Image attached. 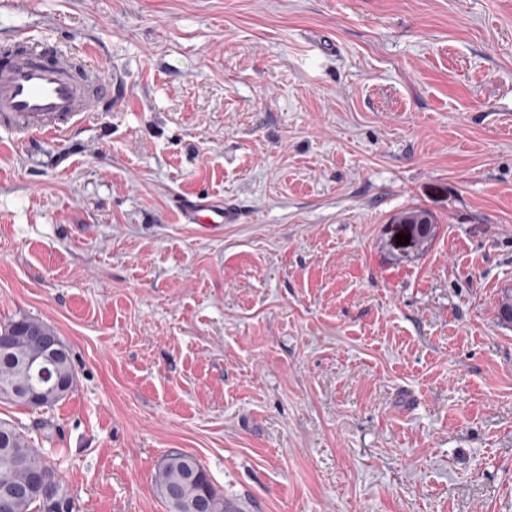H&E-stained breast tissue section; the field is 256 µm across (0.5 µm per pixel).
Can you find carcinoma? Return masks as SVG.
<instances>
[{
	"label": "carcinoma",
	"mask_w": 512,
	"mask_h": 512,
	"mask_svg": "<svg viewBox=\"0 0 512 512\" xmlns=\"http://www.w3.org/2000/svg\"><path fill=\"white\" fill-rule=\"evenodd\" d=\"M411 239L420 244L431 236L432 215L417 207L400 214ZM497 316L504 326H512V289L501 293ZM54 331L45 323L21 316L0 325V399L21 405L30 404V394L41 398V407L51 408L71 390L75 371L69 350L48 356L40 345ZM58 485L66 512H73L74 498L56 471L44 462L27 437L11 424L0 421V493L7 486L19 491L9 512H52L44 501L39 482ZM155 481L170 512H231V501L224 498L209 473L192 455L173 451L158 467Z\"/></svg>",
	"instance_id": "cac0c4a2"
}]
</instances>
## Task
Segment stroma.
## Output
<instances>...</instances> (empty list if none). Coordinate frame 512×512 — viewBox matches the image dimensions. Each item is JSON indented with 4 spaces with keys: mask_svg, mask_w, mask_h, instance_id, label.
Wrapping results in <instances>:
<instances>
[{
    "mask_svg": "<svg viewBox=\"0 0 512 512\" xmlns=\"http://www.w3.org/2000/svg\"><path fill=\"white\" fill-rule=\"evenodd\" d=\"M20 31L126 86L0 131V322L76 373L0 420L75 512H169L173 451L239 512H512V0H0ZM173 207L184 224H196L205 232L224 229L227 217L224 204H216L203 194H178L173 198ZM398 220L401 224L407 225L415 244L423 243L430 238L433 217L428 211L414 207L401 213Z\"/></svg>",
    "mask_w": 512,
    "mask_h": 512,
    "instance_id": "35a3bbf8",
    "label": "stroma"
}]
</instances>
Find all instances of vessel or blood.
I'll return each mask as SVG.
<instances>
[{
	"label": "vessel or blood",
	"mask_w": 512,
	"mask_h": 512,
	"mask_svg": "<svg viewBox=\"0 0 512 512\" xmlns=\"http://www.w3.org/2000/svg\"><path fill=\"white\" fill-rule=\"evenodd\" d=\"M120 88V79L108 78L91 51L19 37L12 48H0V129L20 145L37 136L64 137L94 113L110 111ZM173 207L202 231L224 228L223 205L205 195H176Z\"/></svg>",
	"instance_id": "b4317fda"
}]
</instances>
